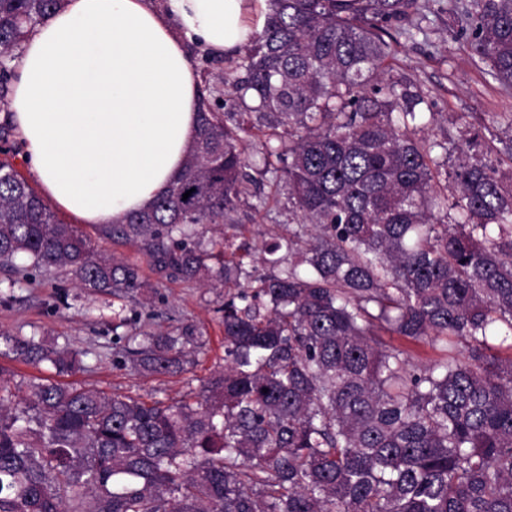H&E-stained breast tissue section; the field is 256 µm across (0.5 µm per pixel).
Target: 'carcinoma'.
Returning <instances> with one entry per match:
<instances>
[{"label":"carcinoma","instance_id":"obj_1","mask_svg":"<svg viewBox=\"0 0 512 512\" xmlns=\"http://www.w3.org/2000/svg\"><path fill=\"white\" fill-rule=\"evenodd\" d=\"M61 3L0 0L1 111L24 38ZM428 9L270 0L243 75L203 55L181 171L103 232L186 281L207 271L212 287L238 288L224 302V370L197 396L147 402L64 384L87 352L0 332V356L40 371L17 383L0 365V512H512V123L502 137L417 136L424 100L385 75ZM446 10L454 37L512 87V0ZM228 84L248 111L222 112ZM0 142L23 148L6 121ZM259 166L314 233L266 248L284 252L278 273L246 275L228 240L192 238L236 223ZM0 265L24 280L64 269L115 297L141 287L138 266L101 253L7 160ZM385 334L442 356L420 368ZM198 347L189 329H160L122 363L173 373Z\"/></svg>","mask_w":512,"mask_h":512}]
</instances>
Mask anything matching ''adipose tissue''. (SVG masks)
Listing matches in <instances>:
<instances>
[{
  "label": "adipose tissue",
  "instance_id": "obj_1",
  "mask_svg": "<svg viewBox=\"0 0 512 512\" xmlns=\"http://www.w3.org/2000/svg\"><path fill=\"white\" fill-rule=\"evenodd\" d=\"M268 0H63L27 35L11 121L40 195L85 224L149 208L197 130L190 47L250 43Z\"/></svg>",
  "mask_w": 512,
  "mask_h": 512
}]
</instances>
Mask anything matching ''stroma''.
I'll return each mask as SVG.
<instances>
[{"mask_svg": "<svg viewBox=\"0 0 512 512\" xmlns=\"http://www.w3.org/2000/svg\"><path fill=\"white\" fill-rule=\"evenodd\" d=\"M450 25L447 12L432 11L423 33L412 40L400 39L387 76L402 79L434 112L435 120L424 129V136L439 138L468 123L502 132L512 116V88L499 86L485 74L469 49L454 38ZM288 207L287 193H280L266 206L243 208L237 224L209 225L206 235L232 236L245 271L272 273V266L259 258L263 242L309 230L297 223ZM83 230L105 253L139 265L144 288L118 299L76 288L70 275L59 270L30 285L16 281L11 268L0 266V331L59 339L86 352L87 369L74 375V382L109 394H129L148 402L199 393L208 378L224 367L222 308L228 289L160 271L138 245L103 235L101 225L87 224ZM159 326L192 329L201 343V351L183 372L136 374L114 364L113 337L135 336Z\"/></svg>", "mask_w": 512, "mask_h": 512, "instance_id": "35a3bbf8", "label": "stroma"}]
</instances>
